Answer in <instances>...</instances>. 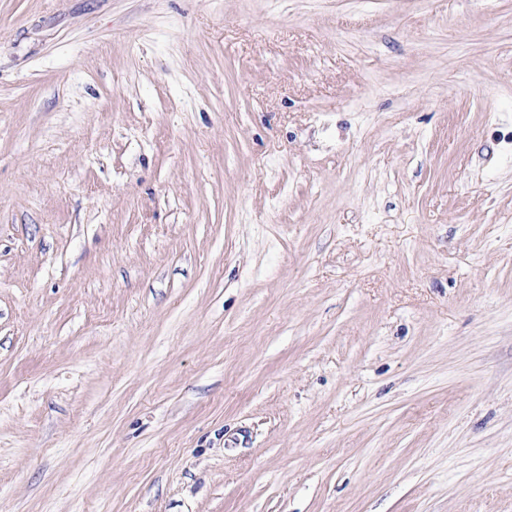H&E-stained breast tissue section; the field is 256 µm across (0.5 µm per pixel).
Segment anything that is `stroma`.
Masks as SVG:
<instances>
[{"label":"stroma","instance_id":"35a3bbf8","mask_svg":"<svg viewBox=\"0 0 512 512\" xmlns=\"http://www.w3.org/2000/svg\"><path fill=\"white\" fill-rule=\"evenodd\" d=\"M0 512H512V0H0Z\"/></svg>","mask_w":512,"mask_h":512}]
</instances>
